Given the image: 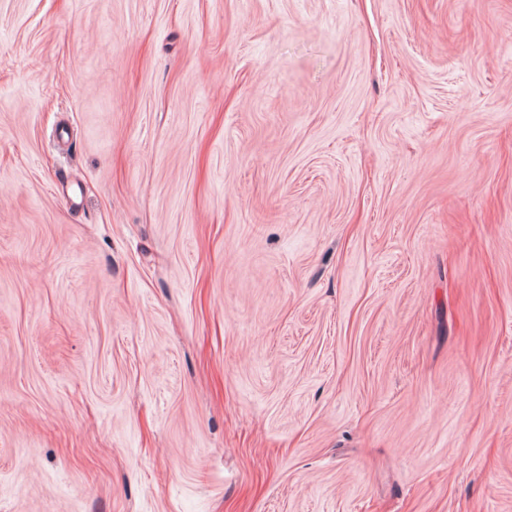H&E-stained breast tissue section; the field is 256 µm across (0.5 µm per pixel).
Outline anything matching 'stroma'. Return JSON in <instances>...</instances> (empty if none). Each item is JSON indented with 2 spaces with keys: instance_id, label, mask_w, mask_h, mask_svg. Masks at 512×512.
<instances>
[{
  "instance_id": "35a3bbf8",
  "label": "stroma",
  "mask_w": 512,
  "mask_h": 512,
  "mask_svg": "<svg viewBox=\"0 0 512 512\" xmlns=\"http://www.w3.org/2000/svg\"><path fill=\"white\" fill-rule=\"evenodd\" d=\"M0 512H512V0H0Z\"/></svg>"
}]
</instances>
